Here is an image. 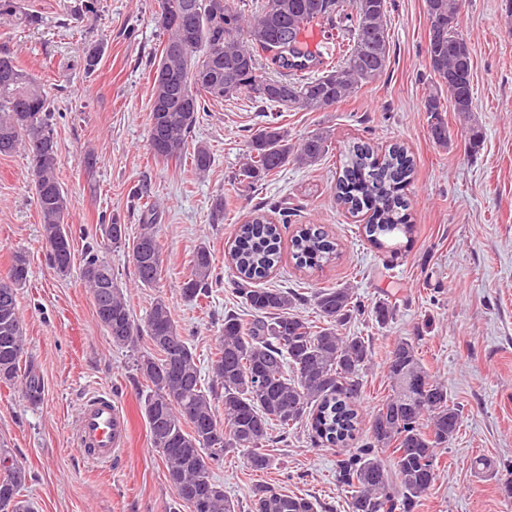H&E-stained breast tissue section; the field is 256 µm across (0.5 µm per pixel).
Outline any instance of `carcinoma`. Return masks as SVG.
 Wrapping results in <instances>:
<instances>
[{
  "mask_svg": "<svg viewBox=\"0 0 512 512\" xmlns=\"http://www.w3.org/2000/svg\"><path fill=\"white\" fill-rule=\"evenodd\" d=\"M462 0H425L433 21L426 55L435 78L434 89L423 98L430 135L448 144L445 112H473V57L463 50L469 40L460 25ZM171 15L162 25L164 40L150 73L151 107L148 138L154 159L180 161L192 154L196 175L211 167L209 149L191 145L198 112L207 101H230L245 96L261 106L284 111L320 112L356 96L375 84L391 63L387 24L390 0H261L252 13L238 0H158ZM196 27L188 37L179 19L186 12ZM38 22L22 12L18 0H0V22ZM318 26L347 36L342 60L332 64L310 45L303 34ZM280 70L272 78L263 62ZM321 67L323 73L305 72ZM173 68L180 81L162 77ZM167 110L156 108L159 100ZM50 97L46 85L24 69L9 50L0 52V155L21 149L29 160L34 198L43 240L72 242L66 222L67 197L59 182L57 141L49 122ZM333 151L324 131L297 139L272 122L250 138L239 170V183L252 188L292 161L311 167ZM336 198L351 214L368 211L363 225L366 239L377 247L395 232L411 234L404 191L410 185L414 162L407 148L391 144L378 154L362 140L340 153ZM101 235L119 245L126 239L124 224H101ZM280 225L255 210L238 225L228 246L235 268L236 290L248 306L251 319L224 315L210 360L211 383L205 387L196 353L174 320L168 302L154 298L144 327L133 319L130 305L112 266L94 252L84 259L81 277L89 288L95 313L112 345L134 349L147 336L152 351L138 356L137 370L148 383L141 396V413L150 441L161 456L166 476L175 488L176 505L195 512L193 492L202 484L213 489L205 512H236L213 476L224 451L242 452L254 472L273 468L267 453L271 431L293 430L307 423L321 442L345 446L364 433L363 449L339 461L337 481L349 493V512H414L432 487L438 450L447 448L461 426V413L449 399L447 386L421 363L406 339L396 341L387 362L391 394L364 420L358 409L362 373L371 359L370 343L362 336L341 333L353 314L363 310L350 286L319 288L311 298L279 288H256L281 258ZM291 254L300 268L315 269L336 255V243L314 225L299 228L291 238ZM138 286L157 288L162 259L157 225H140L132 249ZM215 272L210 247L202 242L193 251L191 273L182 285L185 299L209 297ZM29 264L16 253L7 277L0 280V383H20L26 398L38 403L44 380L32 361H23L25 336L17 297L26 286ZM310 300L318 321L297 313ZM381 326L395 319L396 306L380 301L370 310ZM176 375L169 376V371ZM224 415H219L216 403ZM20 489L0 476V512H36L30 500L18 506ZM317 502L288 494L270 484L255 487L250 512H317Z\"/></svg>",
  "mask_w": 512,
  "mask_h": 512,
  "instance_id": "carcinoma-1",
  "label": "carcinoma"
}]
</instances>
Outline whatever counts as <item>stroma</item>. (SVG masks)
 <instances>
[{
    "mask_svg": "<svg viewBox=\"0 0 512 512\" xmlns=\"http://www.w3.org/2000/svg\"><path fill=\"white\" fill-rule=\"evenodd\" d=\"M20 6L39 21L0 23V48L16 52L49 85L74 249L70 273L58 274L43 245L27 157L0 156V278L13 254L26 257L30 274L18 307L26 357L44 378L36 404L19 385L0 383V448L29 471L21 493L37 512H169L176 501L140 412L146 382L136 359L150 344L141 340L133 351L113 347L81 279L86 252L111 264L136 323H144L153 297L168 301L206 382L225 313L247 312L234 290L227 243L237 221L257 208L283 224V240L315 224L336 242V258L317 270L297 268L283 252L262 284L307 296L320 288H354L366 311L343 332L371 345L360 399L364 416L390 395L386 361L401 338L414 344L461 407L460 431L440 450L437 478L416 512H512L502 493L512 482V0L462 5L461 27L474 61V116L482 130L478 148L469 146L468 125L452 111L447 146L433 142L422 107L433 83L425 2L393 0L391 64L373 88L321 112H281L245 97L207 103L192 132L193 142L211 153L201 180L190 160L159 162L148 149L150 63L163 40L157 0H97L93 15L81 0H20ZM92 46L101 47L102 58L89 76L83 58ZM273 120L296 138L325 131L336 150L318 166L286 165L249 194H238L234 176L247 141ZM358 138L379 148L401 141L415 159L416 178L407 191L415 231L398 237L393 251L373 247L362 219L334 198L338 151ZM218 194L228 207L217 224L211 203ZM113 221L127 227L118 247L105 244L99 231ZM149 221L158 226L163 266L155 289L136 286L132 262L139 226ZM202 242L214 254L215 279L209 298L192 302L181 287ZM381 301L397 309L384 328L368 312ZM99 392L111 393L130 425L121 456L109 464L85 458L75 439L81 403ZM270 452L276 464L264 474L247 469L237 450L226 451L216 468L239 512H250L253 490L262 483L313 498L320 512H349L336 481V464L348 449L314 444L301 427L276 436ZM478 458L488 462L487 471L474 468Z\"/></svg>",
    "mask_w": 512,
    "mask_h": 512,
    "instance_id": "1",
    "label": "stroma"
}]
</instances>
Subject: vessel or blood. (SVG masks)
<instances>
[{
  "instance_id": "vessel-or-blood-1",
  "label": "vessel or blood",
  "mask_w": 512,
  "mask_h": 512,
  "mask_svg": "<svg viewBox=\"0 0 512 512\" xmlns=\"http://www.w3.org/2000/svg\"><path fill=\"white\" fill-rule=\"evenodd\" d=\"M129 423L111 395L100 394L81 404L77 415V445L92 459L109 463L124 446Z\"/></svg>"
}]
</instances>
